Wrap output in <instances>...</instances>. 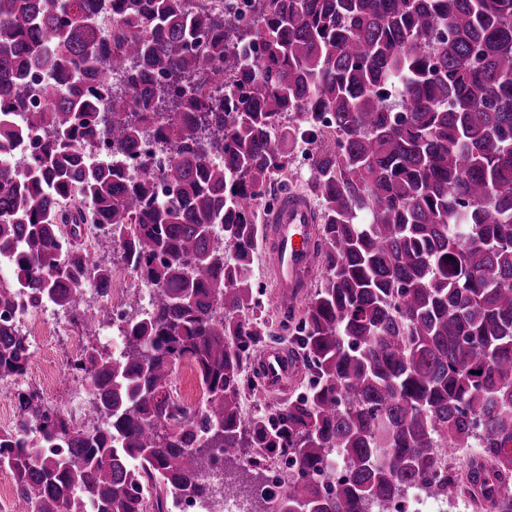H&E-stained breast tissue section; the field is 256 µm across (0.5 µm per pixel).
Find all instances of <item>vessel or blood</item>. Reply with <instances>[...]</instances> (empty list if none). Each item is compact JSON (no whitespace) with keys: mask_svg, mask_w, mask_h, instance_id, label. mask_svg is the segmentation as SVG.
<instances>
[{"mask_svg":"<svg viewBox=\"0 0 512 512\" xmlns=\"http://www.w3.org/2000/svg\"><path fill=\"white\" fill-rule=\"evenodd\" d=\"M316 221L315 210L307 199L288 194L280 197L269 215L266 240L280 303L291 300L301 278L313 270L308 239ZM260 365L271 388L281 387L294 370L283 349L266 351L260 358Z\"/></svg>","mask_w":512,"mask_h":512,"instance_id":"obj_1","label":"vessel or blood"}]
</instances>
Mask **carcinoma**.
Instances as JSON below:
<instances>
[{"label":"carcinoma","mask_w":512,"mask_h":512,"mask_svg":"<svg viewBox=\"0 0 512 512\" xmlns=\"http://www.w3.org/2000/svg\"><path fill=\"white\" fill-rule=\"evenodd\" d=\"M248 2L0 0V151L13 112L42 133L26 179L0 164V311L94 328L82 296H109L112 251L154 289L119 354L85 349L94 426L17 392V512H167L208 493L216 448L242 464L233 495L285 462L256 512H391L413 489L512 512V0ZM302 141L316 272L283 314L308 385L246 417L252 357L278 341L253 291L258 201ZM31 357L0 321V383Z\"/></svg>","instance_id":"carcinoma-1"}]
</instances>
